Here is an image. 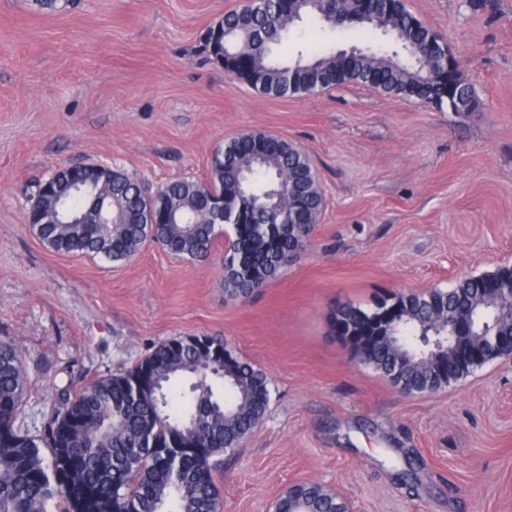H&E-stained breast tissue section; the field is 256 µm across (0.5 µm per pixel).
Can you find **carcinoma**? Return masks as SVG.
Listing matches in <instances>:
<instances>
[{
  "label": "carcinoma",
  "instance_id": "carcinoma-1",
  "mask_svg": "<svg viewBox=\"0 0 512 512\" xmlns=\"http://www.w3.org/2000/svg\"><path fill=\"white\" fill-rule=\"evenodd\" d=\"M306 16L331 29L372 28L407 51L353 48L345 61L319 49L287 62L271 44ZM226 36L205 49L224 63V44L249 57L247 81L270 97L314 94L345 83L397 97L440 103L436 73L442 59L426 52L432 29L416 23L405 0H300L297 17L279 0H250L228 11ZM254 136L234 137L216 150L206 181L174 180L147 194L113 169L101 180L102 210H89L78 193L66 198L67 215L87 214L85 224H35L38 238L57 253L134 258L153 240L171 256L205 260L218 233L229 236L222 258L224 292L247 298L295 262L323 206L308 155L280 138L254 154ZM159 207L174 211L170 224H146ZM494 279L512 289V270L460 279L450 288L391 296L398 307L388 341L362 329L377 308L343 305L331 322L353 339L354 357L372 366L408 395L436 391L470 372L446 351L454 321L476 304L512 296L488 292ZM494 330L477 329L464 344L482 362L498 358L492 336H512V318L490 313ZM29 379L18 347L0 339V512H217L214 473L266 417L271 404L266 372L235 353L222 336H180L155 346L134 368L101 377L79 390L57 387L38 433L16 426ZM51 452L44 465L41 449ZM275 512H348L346 503L318 484L289 487Z\"/></svg>",
  "mask_w": 512,
  "mask_h": 512
}]
</instances>
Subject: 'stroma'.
I'll list each match as a JSON object with an SVG mask.
<instances>
[{
    "instance_id": "stroma-1",
    "label": "stroma",
    "mask_w": 512,
    "mask_h": 512,
    "mask_svg": "<svg viewBox=\"0 0 512 512\" xmlns=\"http://www.w3.org/2000/svg\"><path fill=\"white\" fill-rule=\"evenodd\" d=\"M246 0H0V338L29 377L19 423L55 387L82 388L177 336H221L271 381L264 422L225 459L220 512H272L315 483L350 512H512V360L409 396L352 360L329 316L377 296L512 266V0H406L439 33L478 108L452 112L359 84L263 95L204 50ZM393 45L313 19L276 50ZM242 132L305 150L324 207L301 257L252 297H224L219 261L145 245L131 261L59 254L25 222L54 169L99 163L156 190L206 180ZM418 483L396 481L404 454Z\"/></svg>"
}]
</instances>
